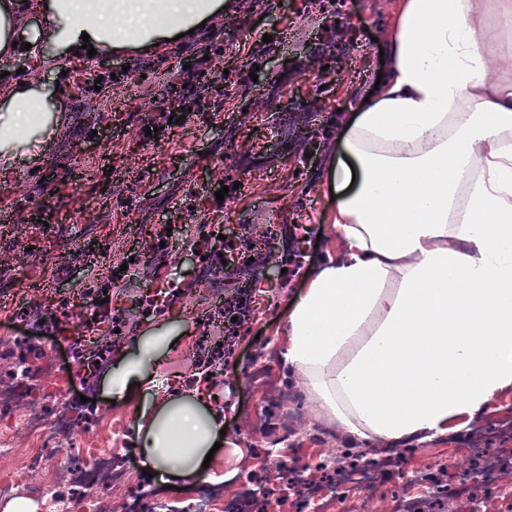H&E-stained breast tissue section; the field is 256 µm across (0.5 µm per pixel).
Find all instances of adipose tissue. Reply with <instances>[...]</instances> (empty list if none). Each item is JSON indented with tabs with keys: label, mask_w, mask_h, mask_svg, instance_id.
Instances as JSON below:
<instances>
[{
	"label": "adipose tissue",
	"mask_w": 512,
	"mask_h": 512,
	"mask_svg": "<svg viewBox=\"0 0 512 512\" xmlns=\"http://www.w3.org/2000/svg\"><path fill=\"white\" fill-rule=\"evenodd\" d=\"M49 37L77 52L141 49L198 28L223 0H48ZM385 87L351 112L328 170L343 255L291 303L281 357L324 419L360 439L430 440L512 390V0H400ZM0 149L43 129L36 83L0 99ZM170 336L109 377L145 382ZM207 390L141 412L149 470L198 483L223 428Z\"/></svg>",
	"instance_id": "ef3b65f1"
}]
</instances>
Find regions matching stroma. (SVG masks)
<instances>
[{
  "label": "stroma",
  "instance_id": "35a3bbf8",
  "mask_svg": "<svg viewBox=\"0 0 512 512\" xmlns=\"http://www.w3.org/2000/svg\"><path fill=\"white\" fill-rule=\"evenodd\" d=\"M13 2L35 53L0 56V69L38 74L39 88L57 109L47 134L18 153H0V211L7 215L0 226V267L6 269L0 276V387L18 384L4 350L32 348L33 365L48 362L56 370L33 379L35 412L49 415L65 401L77 406V427L51 447L58 462L90 468L87 450L108 423L112 452L129 469L120 483L104 479L90 491L65 487L64 502L49 495L32 502L33 512H79L86 499L98 512H120L124 501L151 492L181 512H195L201 496H231L239 481L276 490L287 480L268 455L288 432L295 441L285 459L309 464V477L319 479L314 463L343 434L318 422L301 379L283 364L282 332L291 300L343 249L329 224L336 204L326 169L349 112L374 88L399 0H268L260 13L254 0H224L222 14L194 33L90 62L45 40L40 0ZM42 57L55 66L35 72ZM325 65L335 79L323 80ZM227 86L244 89V97L224 101L217 91ZM297 103L304 111H294ZM287 106L292 113L282 132L274 119ZM228 108L235 112L233 150L258 158L255 169L225 155ZM174 114L179 122H171ZM38 214L42 223H33ZM200 224L223 225L233 253L257 270L272 259L280 273L266 284L261 308L238 322L236 343L216 377L225 435L211 463L214 480L161 490L143 471L133 428L144 397L112 402L105 370L84 384L71 345L91 330L84 304L67 299L84 279L87 260L106 274L162 238L173 255ZM284 224L304 225L306 242L292 238L287 248L277 247ZM201 266L195 251L185 263L142 269L137 294L120 308L132 309L138 294L163 286L182 295L170 310L144 320L137 335L117 340L114 355L133 348L138 334L182 332L187 343L172 345L146 369L159 382L189 378L198 346L215 336L207 320L214 296L234 293L222 278H202ZM29 303L58 316L54 336L28 332L16 318ZM260 372L268 377L262 385L254 381Z\"/></svg>",
  "mask_w": 512,
  "mask_h": 512
}]
</instances>
